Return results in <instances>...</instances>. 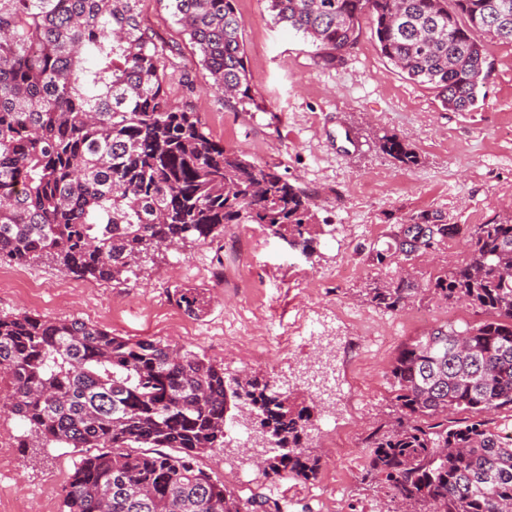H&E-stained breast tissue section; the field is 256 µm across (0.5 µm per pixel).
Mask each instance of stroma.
Here are the masks:
<instances>
[{"mask_svg": "<svg viewBox=\"0 0 512 512\" xmlns=\"http://www.w3.org/2000/svg\"><path fill=\"white\" fill-rule=\"evenodd\" d=\"M255 105L225 103L177 26L167 0H142L143 26L166 48L170 102L195 112L213 138L248 159L273 166L312 197L316 240L303 254L258 224H228L216 253L194 241L143 263L115 285L79 279L42 261L0 263V314L80 318L118 336L171 340L204 353L226 377L250 369L313 406L305 440L319 456L314 478L266 476L255 463L260 433L243 446L233 413L223 448L199 463L234 489L274 494L288 512H400V502L366 476V439L394 421L389 368L412 339L444 325L484 321L472 307L440 300L437 276L468 257L463 235L378 264L402 225L426 214L459 228L512 216V45L483 36L491 67L484 99L470 112L444 108L434 91L393 68L373 37L371 19L345 61L318 63L302 35L275 24L267 0H236ZM398 135L416 156L405 165L381 148ZM411 276L420 289L395 312L366 299L369 288ZM179 287L209 300L206 314L176 302ZM316 323L319 338L295 330ZM264 338L251 351L244 330ZM337 370L350 395L330 397L326 372ZM354 447L336 452L337 440ZM66 448L37 454L12 448L0 461V512L24 498L28 512H61V489L73 469Z\"/></svg>", "mask_w": 512, "mask_h": 512, "instance_id": "obj_1", "label": "stroma"}]
</instances>
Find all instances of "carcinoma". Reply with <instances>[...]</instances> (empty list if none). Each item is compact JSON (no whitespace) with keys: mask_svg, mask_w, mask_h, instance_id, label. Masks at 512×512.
<instances>
[{"mask_svg":"<svg viewBox=\"0 0 512 512\" xmlns=\"http://www.w3.org/2000/svg\"><path fill=\"white\" fill-rule=\"evenodd\" d=\"M141 2L0 0V261L46 260L120 284L161 245L213 240L226 224H260L308 252V193L169 104L163 49L141 24ZM267 2L327 67L345 60L372 15L383 57L453 112L474 110L484 88L475 33L512 45V0ZM168 7L212 87L227 102H253L235 0ZM382 149L415 159L393 134ZM468 244V261L433 291L489 319L438 327L401 349L391 368L397 417L367 437V475L425 512H512V432L479 418L512 413V218L475 225ZM417 291L406 276L367 300L394 312ZM176 295L189 314L205 312L197 289ZM231 399L280 448L259 464L265 474H316L304 444L311 408L259 372L228 379L224 366L169 341L0 314V413L23 423L21 448L73 449L63 512H281L198 465L224 447Z\"/></svg>","mask_w":512,"mask_h":512,"instance_id":"cac0c4a2","label":"carcinoma"}]
</instances>
